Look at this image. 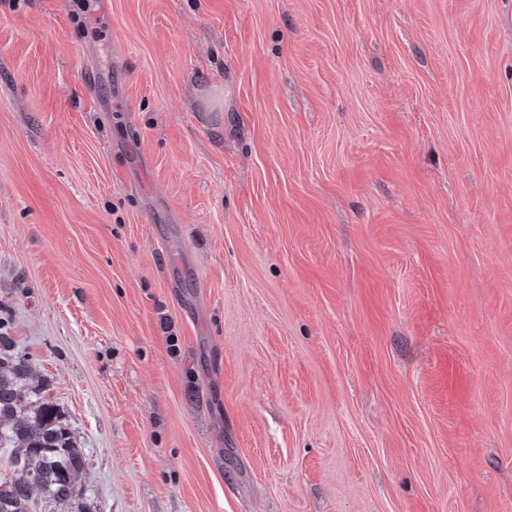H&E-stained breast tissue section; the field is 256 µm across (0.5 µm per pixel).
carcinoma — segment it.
I'll return each mask as SVG.
<instances>
[{"label": "carcinoma", "instance_id": "obj_1", "mask_svg": "<svg viewBox=\"0 0 512 512\" xmlns=\"http://www.w3.org/2000/svg\"><path fill=\"white\" fill-rule=\"evenodd\" d=\"M28 378L27 360L0 333V439L17 445L12 476L0 481V512H31L29 503L37 498L54 503L58 512H69L86 494L80 479L84 449L53 402L26 398Z\"/></svg>", "mask_w": 512, "mask_h": 512}]
</instances>
